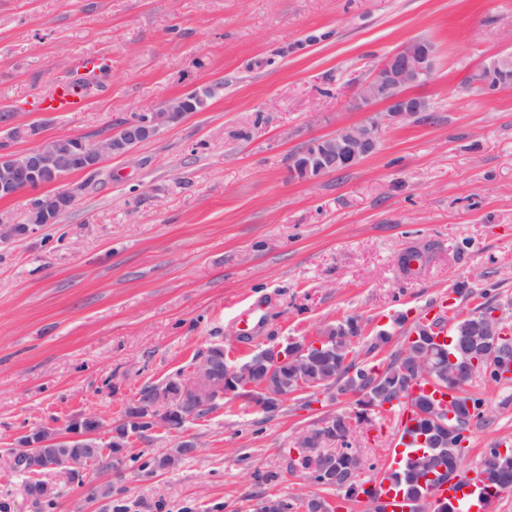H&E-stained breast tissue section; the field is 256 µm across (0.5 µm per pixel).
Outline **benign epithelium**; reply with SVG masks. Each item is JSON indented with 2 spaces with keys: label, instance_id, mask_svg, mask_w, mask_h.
Segmentation results:
<instances>
[{
  "label": "benign epithelium",
  "instance_id": "benign-epithelium-1",
  "mask_svg": "<svg viewBox=\"0 0 512 512\" xmlns=\"http://www.w3.org/2000/svg\"><path fill=\"white\" fill-rule=\"evenodd\" d=\"M512 63L509 54L495 56L482 65L477 73L483 79L475 82L486 93L500 90L492 81L494 74ZM433 68V47L426 41L410 40L389 54L377 65L370 78L359 84L355 90L352 104L364 112H371L378 105L383 111L378 112L369 121L353 127H342L333 135L308 144L300 154L294 156L293 164H303V160L318 159L317 175H325L341 166L345 169L354 167L374 155L381 143L383 126L398 125L413 121L428 111V103L421 97L410 93V89L427 81ZM187 96H179L167 102L156 112H145L143 117L132 120L122 126L117 135L102 137L95 141H85L78 137L73 144L49 149L46 143L21 154H3L0 156V199L14 198L25 191H38L45 183L46 173L54 175V182L64 181L70 175L91 172L98 169L108 157L129 154L139 143L155 136L165 125L175 123L188 114ZM73 204V196L66 191L39 194L31 204L28 223L6 224L0 220V241L12 240L26 235L34 226L54 224L58 217ZM470 318L483 323L484 333L497 338H507V331L500 309L493 307L479 309L471 313ZM321 344L314 339L289 338L284 343L276 344L256 352L263 357L270 352L278 353L281 349H292L290 358L296 364L305 361V356ZM512 357V348L505 346L498 353L497 359H488L481 374L487 379L494 377L503 382L512 376L503 373L500 365ZM395 368L407 377L423 379L427 391L440 399L441 393L448 391L443 382L432 373L431 366L424 357L409 358L408 347L399 350ZM245 370L238 362H229L224 366V377L212 373L209 354H204L194 364L190 376L180 380V384L167 392L163 399H153L148 403L149 409L160 417L186 419L194 410L206 404H214L233 398L237 386L243 382ZM337 416L324 418L318 427L302 432L295 441L293 457L309 459L307 478H314L326 473V457L316 456L313 448H320L325 439L336 428ZM140 418L125 415L114 424L108 432L107 439H102V423L92 414L80 415L71 420L65 434L47 426L37 427L21 439V447L29 449L24 456L12 460V466L31 474L44 470H56L74 477L92 465L94 456L102 449L112 447V439L119 435V430H127ZM371 487L351 479L336 486V491L345 495L356 496L364 501L370 512H379V501L369 494Z\"/></svg>",
  "mask_w": 512,
  "mask_h": 512
}]
</instances>
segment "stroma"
<instances>
[{"label": "stroma", "instance_id": "1", "mask_svg": "<svg viewBox=\"0 0 512 512\" xmlns=\"http://www.w3.org/2000/svg\"><path fill=\"white\" fill-rule=\"evenodd\" d=\"M422 39L434 70L413 92L427 119L385 128L356 167L304 180L303 146L368 120L356 86L398 46ZM512 53V0H0V143L93 140L193 90L188 114L64 189L56 223L0 242V450L72 418L122 419L148 384L189 376L223 345L243 359L287 338H313L349 317L353 346L385 369L428 310L446 320L479 304L512 322V88L466 90L469 73ZM109 58L84 111L39 109L89 54ZM38 136L14 135L15 125ZM423 256L416 273L399 258ZM390 344L371 351L373 336ZM485 402L461 458L512 445V381L473 379ZM353 399L289 395L274 415L225 400L177 431L157 428L121 462L83 482L47 471L54 501L28 497L29 475L0 469V512H260L267 496L299 502L335 490L290 466L296 436ZM397 411L358 431L370 484L388 471ZM198 450L167 470L154 457L182 438Z\"/></svg>", "mask_w": 512, "mask_h": 512}]
</instances>
